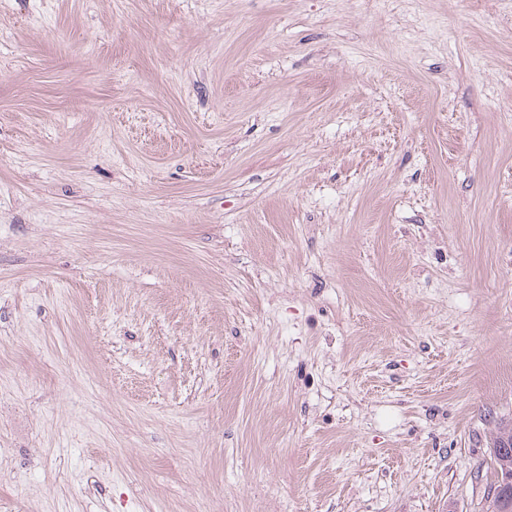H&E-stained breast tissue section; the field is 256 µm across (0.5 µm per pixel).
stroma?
I'll list each match as a JSON object with an SVG mask.
<instances>
[{
	"mask_svg": "<svg viewBox=\"0 0 512 512\" xmlns=\"http://www.w3.org/2000/svg\"><path fill=\"white\" fill-rule=\"evenodd\" d=\"M512 423V0H0V512H487Z\"/></svg>",
	"mask_w": 512,
	"mask_h": 512,
	"instance_id": "obj_1",
	"label": "stroma"
}]
</instances>
